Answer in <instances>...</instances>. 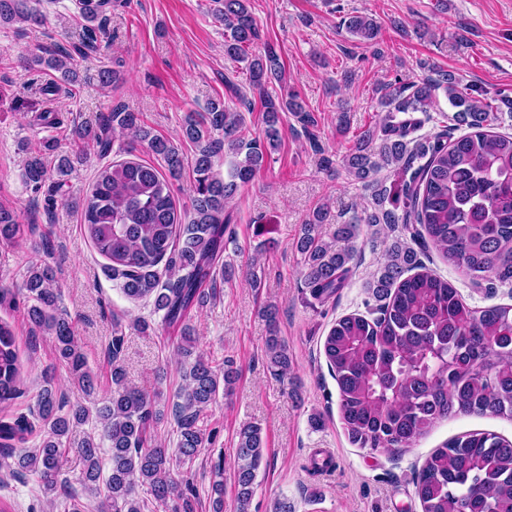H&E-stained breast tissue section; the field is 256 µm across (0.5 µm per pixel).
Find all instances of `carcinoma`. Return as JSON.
Instances as JSON below:
<instances>
[{
    "mask_svg": "<svg viewBox=\"0 0 512 512\" xmlns=\"http://www.w3.org/2000/svg\"><path fill=\"white\" fill-rule=\"evenodd\" d=\"M211 15L224 24V55L245 64L248 89L227 78L226 92L244 105L256 94L262 107L263 135H243V114L225 98L211 99L205 111L187 115L183 135L193 147L192 195L189 211L178 210L172 181L185 167L183 153L165 139L138 125V115L123 108L102 114L95 126L80 128L78 136L93 143L100 155L112 150V133L130 130L160 156L166 173L151 164L117 161L98 171L90 193L79 204L85 233L110 264L109 278L119 282L132 300L153 299L154 311L167 324L184 318L194 306L216 297L206 290L232 274L220 262L230 224L226 208L237 191L250 183L281 141V114L290 112L302 124L311 118L296 95L275 97L268 84L282 80L284 68L275 47L260 39L251 0H211ZM30 0H0V24L22 20L39 24L43 16ZM87 25L74 53L100 50L115 0H75ZM348 32L366 42L380 34L370 17L345 19ZM72 55L46 51L34 54L27 66H42L61 75V82L41 88L70 95L78 81L70 66ZM458 108L451 121L467 132L454 136L444 129L429 141L412 138L424 124L437 90ZM384 113L378 126L365 131L345 158L350 174L378 186L373 204L378 210L338 224L331 237L322 226L331 215L323 206L303 225L296 242L304 287L325 303L336 298L353 274L360 224L402 225L409 240H397L369 283L378 305L376 317L350 314L330 328L323 349L339 389L340 412L351 441L361 448L390 456L406 452L436 422L458 415H493L512 419V305L469 306L452 284L424 263L436 251L461 269L473 283L495 278L512 281V134L492 131L500 106L512 115V97L499 104L474 94L473 86L452 74L420 84H387L381 97ZM421 116H416V113ZM53 140L43 141L39 153L27 160L23 178L38 192L46 185V156ZM230 157L226 176L215 170ZM78 158L56 157L58 179L51 185L48 205L65 185V176ZM393 172L390 185L375 179L381 170ZM21 233L14 211L0 205V243ZM52 269L28 267L24 288L32 332L53 338L72 380L86 395L95 380L80 350L72 321L57 305ZM267 356L278 375L288 372L290 359L277 335L275 311L269 309ZM109 358L112 389L96 418L101 439L68 436L74 424L85 422L88 409L74 406L63 412V397L52 379L44 380L34 408L11 422H0V446L23 441L35 423L48 427L38 447L14 455L16 473L35 475L45 494L63 487V458L77 454L83 464L81 483L102 498L103 512H145L157 504L172 512H195L196 490L173 476V456L192 466L212 435L199 426L201 416L219 392L230 393L236 381L231 366L218 369L198 356L184 368L186 384L178 394L174 420L175 453L155 445L151 424L157 418L153 400L129 385L121 365L124 336L121 322L112 326ZM23 395L18 349L10 324L0 320V407ZM107 441L109 472L103 474L101 442ZM264 453L262 428L246 424L238 432L235 476L238 512H248L256 472ZM212 512L224 509V468L214 466ZM423 512H512V440L475 431L448 440L426 460L416 480Z\"/></svg>",
    "mask_w": 512,
    "mask_h": 512,
    "instance_id": "cac0c4a2",
    "label": "carcinoma"
}]
</instances>
